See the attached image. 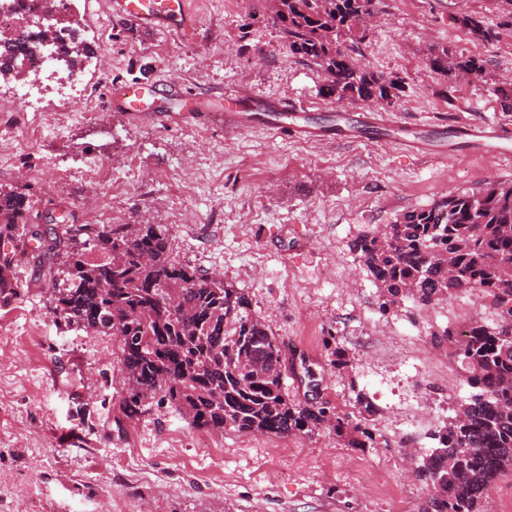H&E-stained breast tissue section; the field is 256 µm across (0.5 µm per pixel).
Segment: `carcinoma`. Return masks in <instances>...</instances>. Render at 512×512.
Masks as SVG:
<instances>
[{
  "label": "carcinoma",
  "instance_id": "carcinoma-1",
  "mask_svg": "<svg viewBox=\"0 0 512 512\" xmlns=\"http://www.w3.org/2000/svg\"><path fill=\"white\" fill-rule=\"evenodd\" d=\"M270 18L288 49L326 76L322 92L338 101L391 103L400 90L393 76L357 68L339 48L356 39L359 21L382 0H253ZM459 27L475 41L495 30L463 14ZM27 36L0 38V62L17 61L44 44ZM443 75L478 78L483 61L443 48L428 57ZM27 197L0 190V296L17 287L15 258L26 239L38 240L51 265L62 260L69 287L54 312L87 331L118 342L127 380L119 408L135 419L145 395L161 394L188 416L192 427L224 433L285 436L333 423L350 448H372L369 428L324 404L293 405L283 392L281 350L271 328L249 316V302L233 285L201 273L171 254L161 224L85 227L76 239L61 226L30 229ZM352 250L380 288L386 303L405 295L426 306L459 291L493 298L495 320L475 322L444 336L475 390L455 417L434 434L437 447L415 476L433 486L421 512H483L488 489L512 472V183L494 182L478 193L449 195L404 213L377 233L357 236Z\"/></svg>",
  "mask_w": 512,
  "mask_h": 512
}]
</instances>
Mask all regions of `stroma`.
<instances>
[{
	"mask_svg": "<svg viewBox=\"0 0 512 512\" xmlns=\"http://www.w3.org/2000/svg\"><path fill=\"white\" fill-rule=\"evenodd\" d=\"M187 2L197 23L188 39L112 20L98 0L70 10L77 33L100 28L90 42L107 61L91 79L97 96L133 74L182 80L214 98L232 86L261 101L304 100L315 125L370 114L409 122L426 153L402 150L387 131L310 143L217 125L165 128L120 112L105 121L75 98L68 120L54 121L48 106L23 133L0 112V141L17 146L0 162V188L66 224L88 223L101 206L127 224L165 225L177 261L223 277L270 325L296 363L284 381L289 400L325 401L364 420L377 445L347 447L325 427L208 434L156 399L125 419L116 341L60 322L32 241L16 262V288L0 299V512H419L433 488L416 478V463L470 394L436 338L492 322L494 309L477 291L384 305L350 243L447 195L512 182V163L465 152L447 130L456 121L512 127L500 94L512 78V0H384L349 52L354 65L400 78L384 106L324 96L321 70L293 56L271 21L252 18V0ZM465 13L495 38L469 41L456 23ZM435 47L480 57L482 77L434 73ZM92 165L119 189L93 185ZM360 392L372 415L361 416Z\"/></svg>",
	"mask_w": 512,
	"mask_h": 512,
	"instance_id": "obj_1",
	"label": "stroma"
}]
</instances>
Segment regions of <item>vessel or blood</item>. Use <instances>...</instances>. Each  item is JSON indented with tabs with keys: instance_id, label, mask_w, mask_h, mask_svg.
I'll use <instances>...</instances> for the list:
<instances>
[{
	"instance_id": "1",
	"label": "vessel or blood",
	"mask_w": 512,
	"mask_h": 512,
	"mask_svg": "<svg viewBox=\"0 0 512 512\" xmlns=\"http://www.w3.org/2000/svg\"><path fill=\"white\" fill-rule=\"evenodd\" d=\"M111 16L146 27L164 26L182 35L194 31V19L187 0H110ZM107 111L123 112L133 117L147 116L169 127L190 121L208 124L223 121L225 130L238 131L258 125L268 132L285 129L287 120L306 112L305 103L281 99L275 108L240 107L237 99L208 100L189 85L174 80L159 88L146 77H134L115 83L107 97ZM454 131L462 143L476 149L501 154L512 150V130L492 124L474 125L458 122Z\"/></svg>"
}]
</instances>
